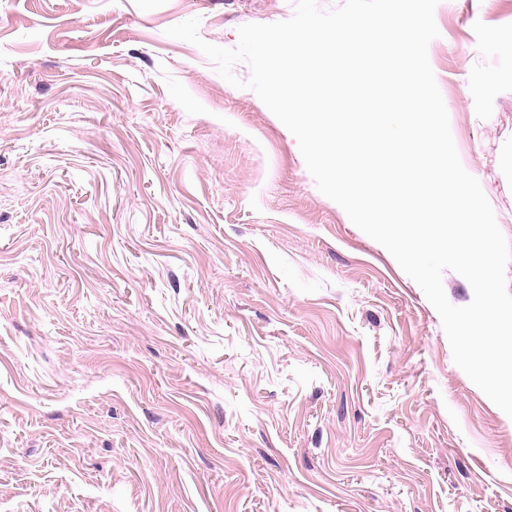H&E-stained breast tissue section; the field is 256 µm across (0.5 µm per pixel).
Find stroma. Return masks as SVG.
Returning <instances> with one entry per match:
<instances>
[{"mask_svg":"<svg viewBox=\"0 0 512 512\" xmlns=\"http://www.w3.org/2000/svg\"><path fill=\"white\" fill-rule=\"evenodd\" d=\"M291 0H0V512H512V418L167 28ZM428 59L512 244V0H439Z\"/></svg>","mask_w":512,"mask_h":512,"instance_id":"1","label":"stroma"}]
</instances>
